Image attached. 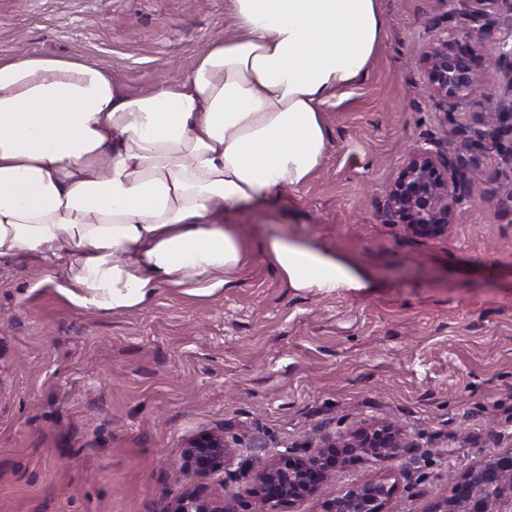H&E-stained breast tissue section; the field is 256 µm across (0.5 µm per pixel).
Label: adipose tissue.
Listing matches in <instances>:
<instances>
[{
  "mask_svg": "<svg viewBox=\"0 0 512 512\" xmlns=\"http://www.w3.org/2000/svg\"><path fill=\"white\" fill-rule=\"evenodd\" d=\"M173 87L134 95L111 71L20 52L0 61V258L62 267L80 306L148 307L163 286L210 297L250 253L227 215L305 185L329 145L323 112L365 79L381 0H233ZM258 251L291 292L376 284L354 258L271 232Z\"/></svg>",
  "mask_w": 512,
  "mask_h": 512,
  "instance_id": "1",
  "label": "adipose tissue"
}]
</instances>
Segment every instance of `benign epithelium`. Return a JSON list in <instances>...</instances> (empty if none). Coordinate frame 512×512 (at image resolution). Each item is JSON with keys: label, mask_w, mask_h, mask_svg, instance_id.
Here are the masks:
<instances>
[{"label": "benign epithelium", "mask_w": 512, "mask_h": 512, "mask_svg": "<svg viewBox=\"0 0 512 512\" xmlns=\"http://www.w3.org/2000/svg\"><path fill=\"white\" fill-rule=\"evenodd\" d=\"M463 26L446 27L418 53L428 83L451 109L483 106L484 126L464 148L500 157V177L512 189V96L487 92L489 69L502 74L512 92V0H456ZM496 35L497 55L485 59V37ZM386 210L393 224L408 236L438 240L448 237L470 198L459 150L432 148L428 143L411 147L398 176L386 189ZM405 447L401 430L392 423L361 424L322 440L311 454L293 449L276 451L261 463L257 506L247 503L243 512H283L285 504L312 497L336 469L350 458L390 460ZM229 445L222 431L201 432L179 448L183 474L212 475L224 468ZM395 487L384 478L352 483L322 504V512H386ZM169 512H224V501L201 487L175 500ZM429 512H512V448L496 449L467 472L454 478L452 494L436 501Z\"/></svg>", "instance_id": "7a95c632"}]
</instances>
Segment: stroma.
<instances>
[{
  "mask_svg": "<svg viewBox=\"0 0 512 512\" xmlns=\"http://www.w3.org/2000/svg\"><path fill=\"white\" fill-rule=\"evenodd\" d=\"M368 77L326 108L327 153L306 185L231 216L355 257L367 294L297 295L260 256L208 297L159 288L145 309L78 306L65 277L26 253L0 259V512H169L179 448L223 432L205 477L226 512L259 490V446L315 447L360 422H392L395 460L337 469L289 512H320L346 485L388 478V512H428L451 477L512 446V193L499 159L463 152L473 201L448 238L406 236L384 214L409 145L462 141L417 54L452 0H381ZM232 0H0V60L25 49L110 69L124 89L180 83L210 40L237 36Z\"/></svg>",
  "mask_w": 512,
  "mask_h": 512,
  "instance_id": "obj_1",
  "label": "stroma"
}]
</instances>
